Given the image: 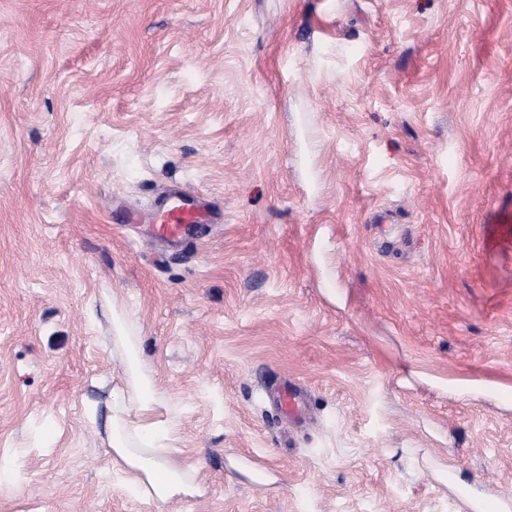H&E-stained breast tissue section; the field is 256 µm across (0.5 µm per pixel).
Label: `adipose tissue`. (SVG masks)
I'll return each mask as SVG.
<instances>
[{
	"instance_id": "1",
	"label": "adipose tissue",
	"mask_w": 512,
	"mask_h": 512,
	"mask_svg": "<svg viewBox=\"0 0 512 512\" xmlns=\"http://www.w3.org/2000/svg\"><path fill=\"white\" fill-rule=\"evenodd\" d=\"M113 343L126 351L128 366L125 390L112 395L108 441L114 464L127 475L128 488L158 505L200 492L198 469L182 466L172 455L168 441L175 433L174 421L156 417L164 400L150 379L149 362L132 337L117 336Z\"/></svg>"
}]
</instances>
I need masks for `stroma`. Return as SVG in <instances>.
<instances>
[{
	"label": "stroma",
	"mask_w": 512,
	"mask_h": 512,
	"mask_svg": "<svg viewBox=\"0 0 512 512\" xmlns=\"http://www.w3.org/2000/svg\"><path fill=\"white\" fill-rule=\"evenodd\" d=\"M173 183L224 212L186 254L108 220ZM110 307L201 468L162 510L85 417ZM511 496L512 0H0V512ZM276 404L282 414H295L300 404V391L290 381L279 382L275 386Z\"/></svg>",
	"instance_id": "obj_1"
}]
</instances>
